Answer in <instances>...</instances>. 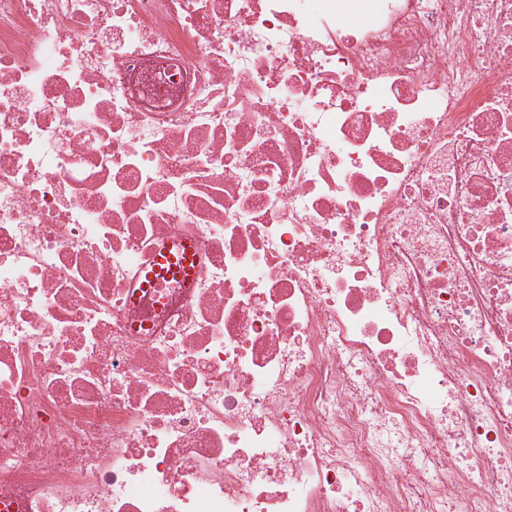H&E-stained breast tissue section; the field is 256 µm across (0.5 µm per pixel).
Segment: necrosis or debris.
Returning <instances> with one entry per match:
<instances>
[{
	"label": "necrosis or debris",
	"mask_w": 512,
	"mask_h": 512,
	"mask_svg": "<svg viewBox=\"0 0 512 512\" xmlns=\"http://www.w3.org/2000/svg\"><path fill=\"white\" fill-rule=\"evenodd\" d=\"M0 512H512V0H0ZM185 251L182 255V258L175 265V256L168 251L162 252V255H156L155 263L153 265V271H156L158 274L165 273V270L162 266H169L170 271L176 273H186L191 271L190 264L194 262V250L190 245L185 246Z\"/></svg>",
	"instance_id": "necrosis-or-debris-1"
}]
</instances>
